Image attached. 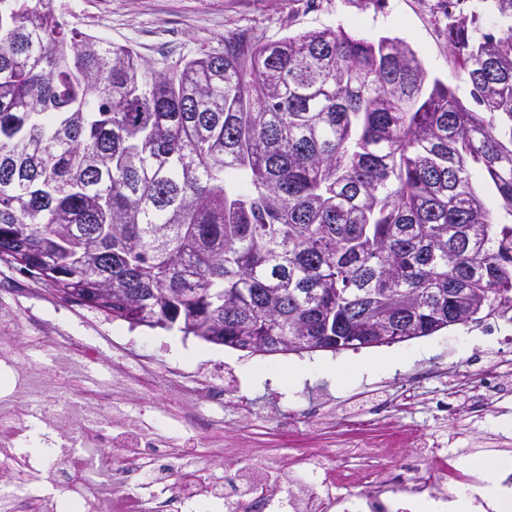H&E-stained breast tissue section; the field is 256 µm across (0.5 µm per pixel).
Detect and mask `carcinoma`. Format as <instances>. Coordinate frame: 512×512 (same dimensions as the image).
<instances>
[{"instance_id": "1", "label": "carcinoma", "mask_w": 512, "mask_h": 512, "mask_svg": "<svg viewBox=\"0 0 512 512\" xmlns=\"http://www.w3.org/2000/svg\"><path fill=\"white\" fill-rule=\"evenodd\" d=\"M489 9L446 26L473 110L398 37L236 34L160 70L53 0H0V259L251 353L492 315L512 303V0Z\"/></svg>"}]
</instances>
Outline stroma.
I'll return each mask as SVG.
<instances>
[{
    "mask_svg": "<svg viewBox=\"0 0 512 512\" xmlns=\"http://www.w3.org/2000/svg\"><path fill=\"white\" fill-rule=\"evenodd\" d=\"M435 0H54L70 26L117 45L132 47L143 59L163 68L224 49L225 37L241 34L250 43H266L300 31L344 27L369 38H403L417 52L430 77L455 88L464 104H471L470 86L458 76L455 60L436 21ZM12 307L17 317L16 341L4 347L0 361V396L11 390L12 362L35 373L46 397L94 408L101 386L111 383L112 346L120 344L135 358L163 371L175 368L222 378L233 401L245 400L250 417L223 410L224 427L195 436L186 434L175 414V404L164 387L143 394L120 393L118 410L139 417L149 429L171 437L179 449L192 452L205 475L216 474L222 455L241 449L250 471L280 490H288L304 476L300 469L269 468L262 455L280 448L274 430L282 416L299 413L316 403L328 413L358 408L362 402L382 399L399 402L402 386L416 378L431 393L473 370L475 360L493 361L508 347L512 315L449 327L432 336L387 345V352L405 356L402 367L351 375L336 381L327 377L303 380L295 388L265 378V371L287 369L310 360V353L250 355L178 331L133 327L100 312L60 298L49 286L0 260V308ZM48 328L94 347L97 360L83 363L77 372L57 368L64 349L33 342L38 329ZM395 423L420 429L424 446L443 443L470 451L471 459L487 466L491 448H512V381L493 396L484 418L465 413L441 425L426 410H397ZM19 438L10 465L17 470L37 464L40 448L61 442L36 418Z\"/></svg>",
    "mask_w": 512,
    "mask_h": 512,
    "instance_id": "35a3bbf8",
    "label": "stroma"
}]
</instances>
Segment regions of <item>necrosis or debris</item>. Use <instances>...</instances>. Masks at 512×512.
I'll return each mask as SVG.
<instances>
[{"instance_id":"4bbe7bcc","label":"necrosis or debris","mask_w":512,"mask_h":512,"mask_svg":"<svg viewBox=\"0 0 512 512\" xmlns=\"http://www.w3.org/2000/svg\"><path fill=\"white\" fill-rule=\"evenodd\" d=\"M113 366L124 387L133 392L165 385L184 407L190 428L223 429L222 419L206 413L210 407L223 408L228 396L223 381L208 375L186 376L174 369L160 372L147 363L133 371L120 358ZM511 373L512 358H501L493 368L443 389L435 407L449 419L464 410L482 414L488 392L500 377ZM25 415L36 417L63 439L66 450L54 457L49 476L77 500L83 512H190L201 498L211 495L224 497L229 512H268L271 505L268 484L249 477L238 458L225 459L222 476L204 486L192 459L174 451L168 437L140 432L132 419L125 425L132 450L106 476H99L94 467L72 457L68 448L79 440L92 448L111 447V428L85 425L73 406L20 398L0 404V455L9 456L23 434ZM394 417L391 409L358 419L347 416L346 427L358 422L362 430L355 432L348 452L338 460H330L321 448L289 454V465L308 472L302 484L288 491L291 512H413L425 502L447 501L449 488L482 483L481 472L464 462L461 450L440 446L425 454L410 447V433L393 430Z\"/></svg>"}]
</instances>
